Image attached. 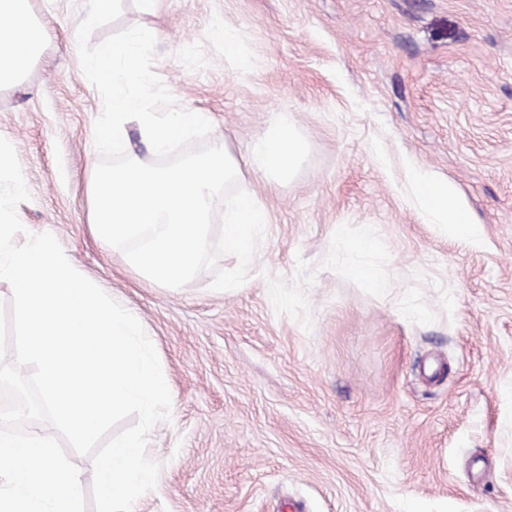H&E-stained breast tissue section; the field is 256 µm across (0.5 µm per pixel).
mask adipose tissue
<instances>
[{
	"instance_id": "1",
	"label": "adipose tissue",
	"mask_w": 512,
	"mask_h": 512,
	"mask_svg": "<svg viewBox=\"0 0 512 512\" xmlns=\"http://www.w3.org/2000/svg\"><path fill=\"white\" fill-rule=\"evenodd\" d=\"M44 32L30 9V0H0V88L16 85L43 49ZM422 216L449 232L465 235L474 227L468 213L453 202L448 183L424 176L414 179Z\"/></svg>"
}]
</instances>
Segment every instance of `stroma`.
<instances>
[{
	"label": "stroma",
	"instance_id": "1",
	"mask_svg": "<svg viewBox=\"0 0 512 512\" xmlns=\"http://www.w3.org/2000/svg\"><path fill=\"white\" fill-rule=\"evenodd\" d=\"M30 8L43 52L0 90L19 219L137 314L172 397L132 512H512V0H124L91 43L151 29L178 105L213 116L208 143L244 155L284 115L310 145L290 183L239 179L269 221L246 285L221 293L207 272L150 284L94 235L86 0ZM417 173L453 187L474 235L423 221Z\"/></svg>",
	"mask_w": 512,
	"mask_h": 512
}]
</instances>
